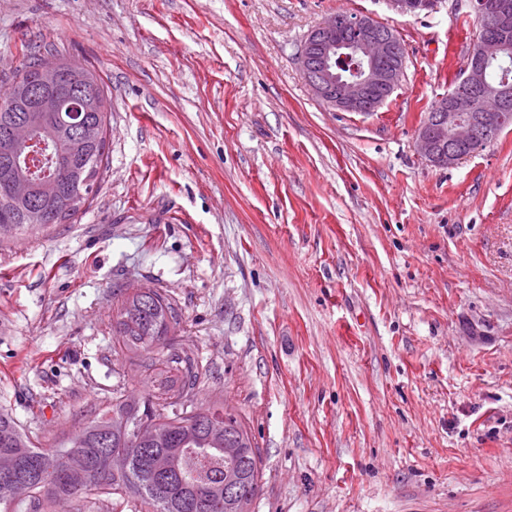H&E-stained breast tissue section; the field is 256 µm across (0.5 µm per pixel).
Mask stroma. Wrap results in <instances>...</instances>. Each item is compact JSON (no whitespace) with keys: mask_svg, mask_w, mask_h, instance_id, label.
Segmentation results:
<instances>
[{"mask_svg":"<svg viewBox=\"0 0 512 512\" xmlns=\"http://www.w3.org/2000/svg\"><path fill=\"white\" fill-rule=\"evenodd\" d=\"M337 12L405 47L373 114L332 109L295 53ZM468 0H0V95L55 50L111 100L72 224L0 238V411L43 447L193 350L197 407L258 447L251 512H512V125L439 168L417 151L477 36ZM182 323L127 351L122 300Z\"/></svg>","mask_w":512,"mask_h":512,"instance_id":"35a3bbf8","label":"stroma"}]
</instances>
